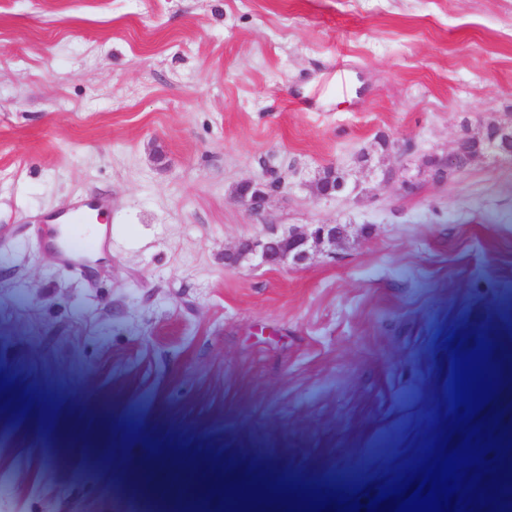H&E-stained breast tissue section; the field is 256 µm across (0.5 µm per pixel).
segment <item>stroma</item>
Here are the masks:
<instances>
[{"instance_id": "obj_1", "label": "stroma", "mask_w": 512, "mask_h": 512, "mask_svg": "<svg viewBox=\"0 0 512 512\" xmlns=\"http://www.w3.org/2000/svg\"><path fill=\"white\" fill-rule=\"evenodd\" d=\"M511 118L512 0H0V512L391 485L491 331L512 461V162L427 167ZM330 166L352 189L316 197ZM94 197L112 243L65 261L51 218ZM271 224L347 235L225 268ZM264 169L262 179L243 181L237 188V197L240 202L254 213L261 212L269 194L282 185V177L275 166L265 161Z\"/></svg>"}]
</instances>
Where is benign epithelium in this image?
Returning <instances> with one entry per match:
<instances>
[{"mask_svg": "<svg viewBox=\"0 0 512 512\" xmlns=\"http://www.w3.org/2000/svg\"><path fill=\"white\" fill-rule=\"evenodd\" d=\"M494 156L512 161V121L489 123L481 131L465 137L457 144L456 150L446 160H440L441 167L461 169L473 160ZM264 177L258 180H245L237 188V197L250 211L263 210L269 194L282 185L278 169L270 162L264 163ZM349 189L348 174L329 168L320 175L314 184L315 195L331 198L346 193ZM344 234L341 224H309L305 228H291L281 232L271 224L265 233L254 239L242 241L236 251L224 254L227 268H235L239 261L253 255L269 266H280L286 262L299 264L308 257L309 243H334Z\"/></svg>", "mask_w": 512, "mask_h": 512, "instance_id": "benign-epithelium-1", "label": "benign epithelium"}]
</instances>
